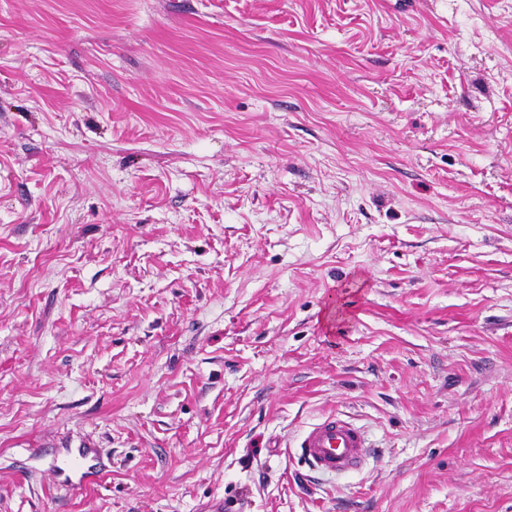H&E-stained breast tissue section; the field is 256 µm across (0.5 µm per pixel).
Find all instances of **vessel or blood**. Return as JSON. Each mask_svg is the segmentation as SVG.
Masks as SVG:
<instances>
[{"label": "vessel or blood", "mask_w": 512, "mask_h": 512, "mask_svg": "<svg viewBox=\"0 0 512 512\" xmlns=\"http://www.w3.org/2000/svg\"><path fill=\"white\" fill-rule=\"evenodd\" d=\"M295 448L309 470L344 474L360 469L371 442L364 429L349 417L331 413L308 426ZM56 472L75 488L103 476L97 450L89 445L66 449L56 464Z\"/></svg>", "instance_id": "vessel-or-blood-1"}]
</instances>
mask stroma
<instances>
[{
  "label": "stroma",
  "mask_w": 512,
  "mask_h": 512,
  "mask_svg": "<svg viewBox=\"0 0 512 512\" xmlns=\"http://www.w3.org/2000/svg\"><path fill=\"white\" fill-rule=\"evenodd\" d=\"M216 498L512 512V0H0V512ZM294 448L309 470L344 474L360 469L372 443L364 429L349 417L331 413L308 426ZM55 468L57 474L73 488H80L103 477L97 449L91 445L67 448Z\"/></svg>",
  "instance_id": "35a3bbf8"
}]
</instances>
